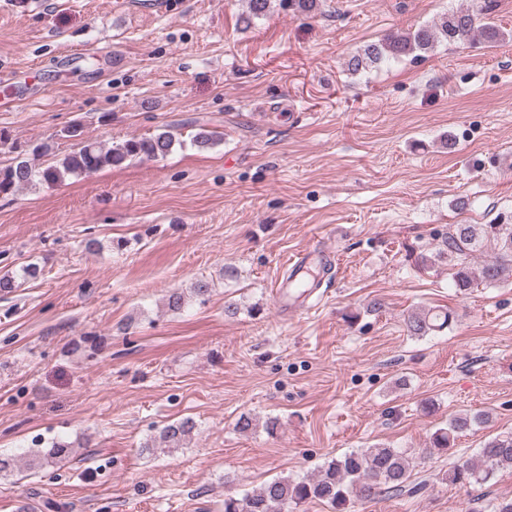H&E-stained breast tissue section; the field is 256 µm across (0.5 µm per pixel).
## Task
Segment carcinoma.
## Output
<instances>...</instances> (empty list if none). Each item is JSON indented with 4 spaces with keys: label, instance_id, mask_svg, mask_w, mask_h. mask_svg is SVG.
Masks as SVG:
<instances>
[{
    "label": "carcinoma",
    "instance_id": "1",
    "mask_svg": "<svg viewBox=\"0 0 512 512\" xmlns=\"http://www.w3.org/2000/svg\"><path fill=\"white\" fill-rule=\"evenodd\" d=\"M246 9L241 21L249 27L265 17L273 0H244ZM474 40L496 44L506 40V33L491 22L482 23L468 8H456L431 23L413 30L391 32L377 42L359 49L347 61L354 74L398 63L406 58L418 60L434 52L441 44L460 45ZM222 141L215 132L201 129L192 136L198 148ZM178 142L171 130L132 136L105 148L91 140H81L69 152L46 165L33 162L35 157L55 154V142L46 141L26 149L10 143L9 135L0 129V147L9 146L15 157L0 166V196L8 197L23 187H53L71 178L90 176L105 167H120L127 160L141 157L156 159L171 152ZM491 249L493 256L476 266L475 255ZM436 257L453 270V286L466 292L479 284L497 285L512 276V224H455L444 237ZM449 311L419 310L406 320L411 336L423 337L451 326ZM487 421L485 414L464 413L448 418V423L431 434V446L439 450L453 447L459 434ZM196 425L184 419L163 427L159 444L178 449L189 443ZM75 448L64 441H53L44 448L28 452L25 464L15 455L0 453V477L21 469L41 470L62 466L74 455ZM512 467V431L499 433L484 442L478 459L457 462L441 480L452 485L472 486L488 482L501 468ZM415 458L405 450L383 444L347 452L325 461L309 477H279L241 498H224V512H299L312 501L327 504L332 512H351L357 501H371L383 494L414 496L425 482L411 480Z\"/></svg>",
    "mask_w": 512,
    "mask_h": 512
}]
</instances>
